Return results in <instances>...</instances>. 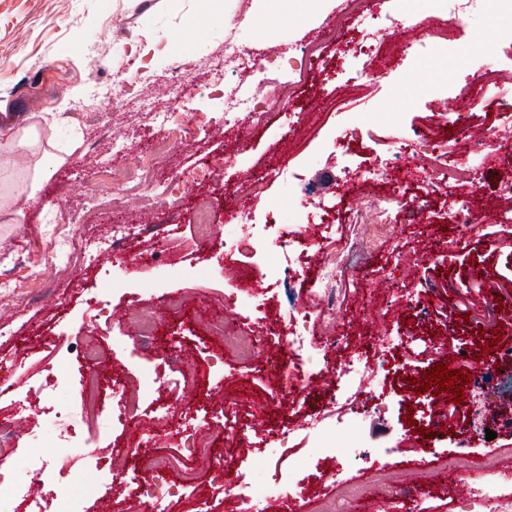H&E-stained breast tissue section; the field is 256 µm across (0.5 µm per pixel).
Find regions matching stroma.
Instances as JSON below:
<instances>
[{
	"instance_id": "obj_1",
	"label": "stroma",
	"mask_w": 512,
	"mask_h": 512,
	"mask_svg": "<svg viewBox=\"0 0 512 512\" xmlns=\"http://www.w3.org/2000/svg\"><path fill=\"white\" fill-rule=\"evenodd\" d=\"M338 3L312 0L303 9L297 0H0V275L16 285L0 295V367L16 368L10 390L0 395V432L13 441L12 462L21 469L34 456L58 455L50 444L33 447L30 437L49 431L46 417L31 408L43 401L45 376L60 369L95 377L101 403L132 398L145 418L162 403L176 410L172 437L159 446L141 437L135 452L125 422L88 413L78 436L113 485L87 493L81 473L70 474L79 512H232L221 481L243 472L259 481L290 475L286 512H352L354 500L341 489L350 479L362 495L386 493L403 510L461 512L457 496L418 493L409 475L410 418L426 430L429 460L453 458L468 486L497 481L512 493V479L492 468L497 457H512V416L503 406L489 405L467 384L456 407L459 423L446 433L430 425L442 412L439 395L411 392L405 382L459 354L473 359L484 348L498 351L479 336L477 312L487 293L473 277L485 270L512 280V223L501 219L498 185L512 146L480 164L460 130L481 131L491 117L512 115V90L459 113L448 94L467 88L474 68L437 46L421 58L393 47L379 55L382 71L374 73V65L347 59L331 32L344 28L346 46L360 47L375 42L385 15L396 18L400 36L412 38L444 27L445 16L433 0H351L345 11ZM484 6L495 18L491 35L470 24L457 31L475 58L512 29V15L499 12L496 0ZM314 38L325 45L321 58L302 60L300 46ZM228 41L269 54L254 69L219 80ZM431 69L442 71L440 82L428 81ZM177 81L189 90L174 99L169 88ZM273 84L290 85V96L248 126L237 154L227 157L234 134L225 121L226 91L260 99ZM348 84L361 88L360 105L340 101ZM440 84L448 94L437 92ZM147 99L193 130L161 155L159 127L143 108ZM434 115L452 148L449 166L483 172L468 196L481 227L466 239L448 221V186L429 190L413 177L422 165L419 147L396 145L398 133ZM349 129L356 141L334 144L331 132ZM379 160L391 163L393 181L351 189L348 169ZM175 178L177 195L159 202L155 185ZM20 193L28 199L19 222L13 201ZM293 196L329 225L320 249L268 290L270 312L282 316L304 306L310 335L344 337L343 350L328 353L331 363L369 355L386 337L400 343L398 366L386 377L393 400L376 405L368 383L351 393L359 422L349 435L362 448L332 465L310 450L322 436L317 419L336 397L335 382L315 376L298 396L273 397L269 381L290 363L280 326L260 329L259 312L232 300L234 283L263 286L267 267L239 261L234 280L224 274V237L235 232L241 211L256 224H298L305 216L289 208ZM202 204L214 224L206 241L191 219ZM52 224L73 244L46 265ZM116 224L125 229L117 253L107 247ZM344 251L356 271L326 297L315 282L317 263ZM115 280L120 288H112ZM379 281L390 307L369 304V287ZM94 292L110 301L111 320L87 303ZM145 304L157 310L149 339L132 317ZM206 319L257 335L256 349L224 350L205 334ZM166 360L172 369L164 386L144 390L143 374ZM187 372L195 373V387L185 386ZM256 413L265 416L257 428L250 424ZM185 428L212 443L197 462L200 486L173 497L158 488L128 497L123 483L156 456L184 455L178 434ZM490 431L495 439H487ZM304 456L308 467L294 469Z\"/></svg>"
}]
</instances>
